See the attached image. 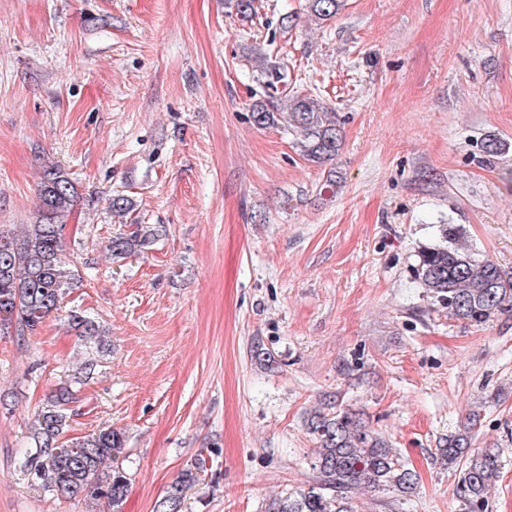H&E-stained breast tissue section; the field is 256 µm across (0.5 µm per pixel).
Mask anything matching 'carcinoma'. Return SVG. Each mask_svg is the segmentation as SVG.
<instances>
[{"mask_svg": "<svg viewBox=\"0 0 512 512\" xmlns=\"http://www.w3.org/2000/svg\"><path fill=\"white\" fill-rule=\"evenodd\" d=\"M342 0H308V10L318 20L336 17ZM249 121L260 129L282 124L299 136L300 154L317 166L336 159L342 134L336 112L324 101L296 93L284 106L252 105ZM40 216L18 234L0 233V334L15 330L18 338L36 331L58 309L66 290L73 287L71 272L62 259L64 217L80 199L77 185L58 168L44 170L40 185ZM163 226L132 224L113 236L106 250L114 259L142 252L163 235ZM447 244L419 251L415 276L430 297L444 303L448 316L480 326L491 318L512 312V274L493 260L479 259L459 243V229L443 230ZM69 323L87 344L99 345L104 331L81 312L70 314ZM76 385L61 384L50 395L32 424V448L23 467L30 481L61 497L84 493L105 500L112 512H120L129 486L126 471L108 462L125 453V433L107 427L83 438H66L72 406L81 401ZM316 443L312 463L318 479L308 490L273 499L267 512H358L355 488L392 489L403 496L413 493L416 473L407 468L396 450L355 415L339 410H316L307 423ZM473 435L448 436L440 449L448 468L459 471L456 494L462 512H487L488 493L500 476L497 451H471ZM199 458L182 473L159 499L154 512H184L186 491L205 472Z\"/></svg>", "mask_w": 512, "mask_h": 512, "instance_id": "obj_1", "label": "carcinoma"}]
</instances>
